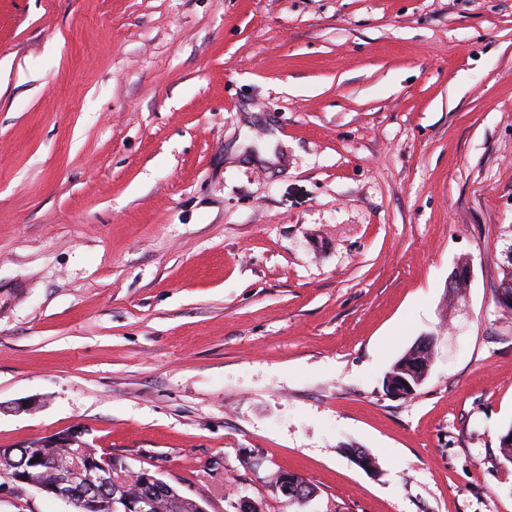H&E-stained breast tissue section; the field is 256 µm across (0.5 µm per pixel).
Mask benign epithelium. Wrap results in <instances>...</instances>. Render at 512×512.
<instances>
[{
  "mask_svg": "<svg viewBox=\"0 0 512 512\" xmlns=\"http://www.w3.org/2000/svg\"><path fill=\"white\" fill-rule=\"evenodd\" d=\"M433 337L426 336L419 340L412 347V355L415 360L414 375L415 383L423 382L427 376V367L424 366L421 356L431 352ZM413 383V384H415ZM413 384L407 379L401 378L397 382H391L386 390L394 396H408L414 392ZM46 443L53 448H66L80 443L79 433L71 432L55 434L50 436ZM41 465H55L54 457L43 456L35 459L24 456L23 460L17 463L12 471L0 474L1 484H28L30 483V472ZM122 465L116 461L95 460L91 457L73 458L71 470L68 477L45 488V491L62 499L74 507V512H152L156 506L155 492L164 486V480L157 476V473L148 469H141L128 474V479L134 481L137 492H127V487L115 483L114 472L120 470ZM99 484L103 487L108 485L115 488L116 494L112 497H102L85 489L87 485ZM278 487L283 496L290 501L306 502L312 497L304 486L298 482L296 475L292 473H281L278 475Z\"/></svg>",
  "mask_w": 512,
  "mask_h": 512,
  "instance_id": "1",
  "label": "benign epithelium"
}]
</instances>
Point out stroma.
<instances>
[{"label":"stroma","mask_w":512,"mask_h":512,"mask_svg":"<svg viewBox=\"0 0 512 512\" xmlns=\"http://www.w3.org/2000/svg\"><path fill=\"white\" fill-rule=\"evenodd\" d=\"M511 250L512 0H0V448L79 429L205 512H512ZM409 356L410 353L406 352L400 359H398L384 378L385 386L387 379L396 380L399 377H404L400 378L398 382L389 381V385H387L386 390L394 396L403 397L415 392L413 385L407 379L412 380L414 378L415 383L419 385L427 376L428 367L424 366L425 363L421 359H417L414 362L416 366L413 367V370H416V375H414L413 378L405 372V368L407 367V370H409L410 367L411 361L409 360ZM417 385H415V390L419 387ZM277 478L282 495L290 499L291 502L300 501L305 503L312 497L313 493H308L305 490L304 486L298 482L295 474L280 473Z\"/></svg>","instance_id":"35a3bbf8"}]
</instances>
